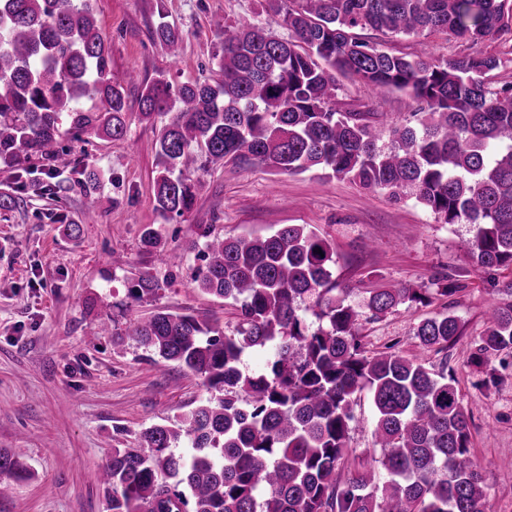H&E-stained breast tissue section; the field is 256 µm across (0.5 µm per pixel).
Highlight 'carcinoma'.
<instances>
[{
	"label": "carcinoma",
	"instance_id": "carcinoma-1",
	"mask_svg": "<svg viewBox=\"0 0 512 512\" xmlns=\"http://www.w3.org/2000/svg\"><path fill=\"white\" fill-rule=\"evenodd\" d=\"M507 0H267L272 22L242 18L219 34L218 77L172 87L141 82L144 120L168 118L155 144L154 205L183 216L196 204L200 174L233 162L272 173L319 171L393 199H413L444 224H467L474 267L512 265V85L494 91L500 59L440 60L397 55L355 33L443 31L478 43L508 28ZM288 27L277 37L271 23ZM153 41L176 57L181 31L158 23ZM402 92L415 120L344 112L335 74ZM125 87L112 79V48L92 0H0V160L35 157L54 170L75 159L63 134L126 135ZM68 127H63V124ZM204 269L196 288L238 311L229 333L219 319L160 310L112 335L128 336L164 363L202 379L207 396L188 413L144 428L131 448L112 450L100 483L112 512H486L484 467L447 359L366 354L361 312L338 287L331 243L306 224L255 238L204 225ZM141 249H165L152 224ZM322 253H317V250ZM159 281L141 274L135 300ZM486 314L472 362L512 352V282ZM429 302L423 288H375V316ZM461 334L444 313L416 328L437 353ZM256 348L272 357L243 370ZM376 414V470L347 448L355 396ZM187 445L189 451L175 448Z\"/></svg>",
	"mask_w": 512,
	"mask_h": 512
}]
</instances>
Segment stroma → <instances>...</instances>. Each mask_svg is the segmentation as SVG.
Returning <instances> with one entry per match:
<instances>
[{
	"label": "stroma",
	"mask_w": 512,
	"mask_h": 512,
	"mask_svg": "<svg viewBox=\"0 0 512 512\" xmlns=\"http://www.w3.org/2000/svg\"><path fill=\"white\" fill-rule=\"evenodd\" d=\"M265 0H96L95 14L112 46V76L126 83L131 98L127 133L120 139L64 138L78 159L77 169L48 172L31 160L26 169L0 161V194L20 196L18 205L0 208V448L16 450L26 476H4L0 512H111L98 481L116 448H130L139 432L188 412L205 397L202 380L157 360L136 341L97 326L105 316L118 324L149 318L155 311L210 315L233 330V306L203 294L193 276L202 267L200 225H216L225 236L271 234L285 224H307L325 236L336 252V279L362 304L368 291L428 288V304H403L377 319L362 321L368 353L395 346L402 355H424L428 364L447 361L454 370L461 404L472 433V452L485 468L488 512H512V364L490 357L476 368L472 355L484 317L496 301L497 283L512 279V268L481 272L464 251L465 224H444L409 199L396 202L383 191H367L346 179L319 173L273 174L258 166L216 164L202 174V187L190 214L175 219L154 208V146L158 126L139 112L140 79L158 75L172 83L217 76L216 35L242 17L266 20ZM165 21L184 36L179 57H170L149 32ZM363 39L402 54L427 50L441 58L494 54L506 67L487 74L490 88L512 84V40L496 37L472 43L441 32L391 37L362 30ZM344 109L367 108L402 117L416 110L407 95L375 91L338 77ZM95 176L98 218L82 214L87 176ZM80 226L78 237L62 223ZM159 229L168 246L183 254L181 266L164 254H144V225ZM147 272L161 288L136 301L131 279ZM454 276L452 297L434 293L436 280ZM448 311L462 334L447 357L422 353L415 328ZM495 383L482 385L484 372ZM348 446L354 455L375 457V413L367 395L353 405Z\"/></svg>",
	"instance_id": "1"
}]
</instances>
